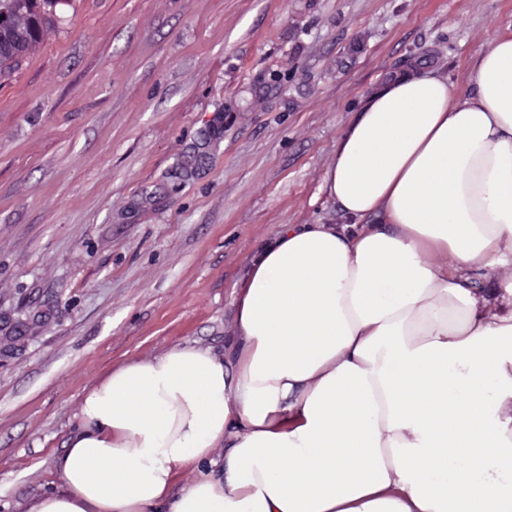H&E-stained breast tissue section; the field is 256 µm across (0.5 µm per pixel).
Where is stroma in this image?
Here are the masks:
<instances>
[{"instance_id":"stroma-1","label":"stroma","mask_w":512,"mask_h":512,"mask_svg":"<svg viewBox=\"0 0 512 512\" xmlns=\"http://www.w3.org/2000/svg\"><path fill=\"white\" fill-rule=\"evenodd\" d=\"M512 0H74L0 75V512L51 489L119 363L223 352L234 290L323 186L361 98L414 63L467 91Z\"/></svg>"}]
</instances>
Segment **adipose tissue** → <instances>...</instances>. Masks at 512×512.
<instances>
[{
    "mask_svg": "<svg viewBox=\"0 0 512 512\" xmlns=\"http://www.w3.org/2000/svg\"><path fill=\"white\" fill-rule=\"evenodd\" d=\"M468 81L376 84L324 176L349 224L281 226L226 352L89 388L28 512H512V30Z\"/></svg>",
    "mask_w": 512,
    "mask_h": 512,
    "instance_id": "obj_1",
    "label": "adipose tissue"
}]
</instances>
